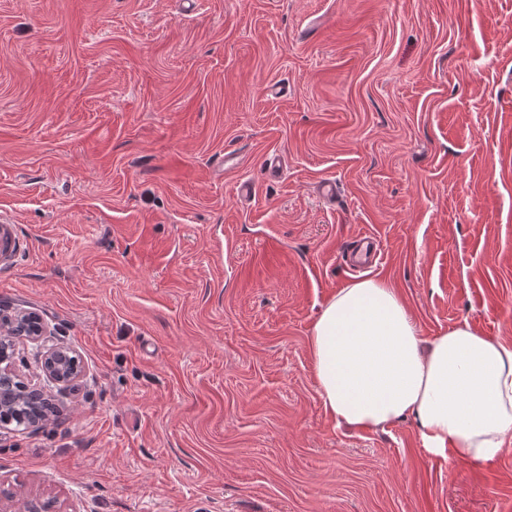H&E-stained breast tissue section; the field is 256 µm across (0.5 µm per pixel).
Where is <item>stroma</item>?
<instances>
[{
  "label": "stroma",
  "instance_id": "35a3bbf8",
  "mask_svg": "<svg viewBox=\"0 0 512 512\" xmlns=\"http://www.w3.org/2000/svg\"><path fill=\"white\" fill-rule=\"evenodd\" d=\"M1 219L84 375L22 347L59 412L0 428V512H512V449L337 424L309 352L359 232L424 341L512 344V0H0ZM45 371L53 384L57 385L61 392L71 387L83 375L80 367H77L70 358L76 356L75 352L63 345H55L45 352Z\"/></svg>",
  "mask_w": 512,
  "mask_h": 512
}]
</instances>
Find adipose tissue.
<instances>
[{
  "instance_id": "1",
  "label": "adipose tissue",
  "mask_w": 512,
  "mask_h": 512,
  "mask_svg": "<svg viewBox=\"0 0 512 512\" xmlns=\"http://www.w3.org/2000/svg\"><path fill=\"white\" fill-rule=\"evenodd\" d=\"M309 351L329 414L357 429L414 417L423 447L487 463L512 445V346L462 324L423 344L394 288L339 289L314 322Z\"/></svg>"
}]
</instances>
